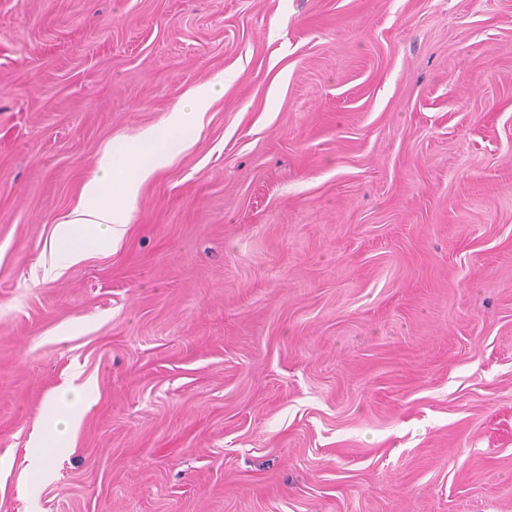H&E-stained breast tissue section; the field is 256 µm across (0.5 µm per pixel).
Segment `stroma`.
<instances>
[{
	"mask_svg": "<svg viewBox=\"0 0 512 512\" xmlns=\"http://www.w3.org/2000/svg\"><path fill=\"white\" fill-rule=\"evenodd\" d=\"M0 512H512V0H0ZM223 92V83L196 87L187 109L177 107L170 112L165 130L149 132L132 144L113 145L112 151L101 158L98 174L83 187V204L71 219L55 226L57 242L73 261L88 252L108 250L124 236L128 226L126 209L142 184L171 161L172 136L179 134L184 140L189 139L211 102ZM118 157L134 160L131 174L121 171Z\"/></svg>",
	"mask_w": 512,
	"mask_h": 512,
	"instance_id": "35a3bbf8",
	"label": "stroma"
}]
</instances>
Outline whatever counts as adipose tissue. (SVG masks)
Returning <instances> with one entry per match:
<instances>
[{
    "instance_id": "obj_1",
    "label": "adipose tissue",
    "mask_w": 512,
    "mask_h": 512,
    "mask_svg": "<svg viewBox=\"0 0 512 512\" xmlns=\"http://www.w3.org/2000/svg\"><path fill=\"white\" fill-rule=\"evenodd\" d=\"M224 91L223 85L196 87L188 108L170 112L167 127L145 134L132 144L113 148L99 162L98 173L83 187V203L71 219L57 224L55 237L72 260L86 253L112 248L127 230L126 210L142 184L171 161V138H190L211 102Z\"/></svg>"
}]
</instances>
